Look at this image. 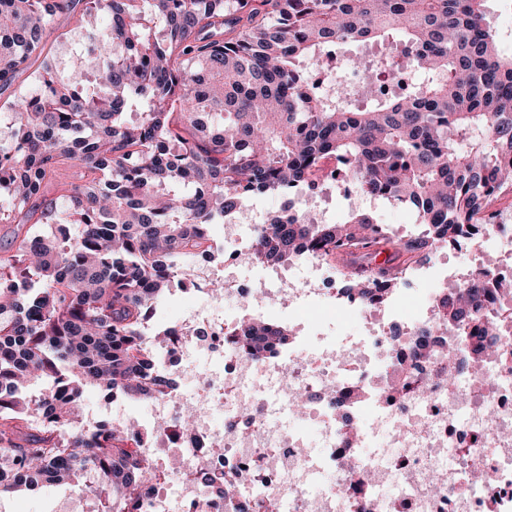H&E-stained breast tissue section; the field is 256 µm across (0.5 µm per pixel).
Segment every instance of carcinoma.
I'll list each match as a JSON object with an SVG mask.
<instances>
[{"label": "carcinoma", "instance_id": "obj_1", "mask_svg": "<svg viewBox=\"0 0 512 512\" xmlns=\"http://www.w3.org/2000/svg\"><path fill=\"white\" fill-rule=\"evenodd\" d=\"M72 0H0V87L28 74L9 106L0 154V494L87 474L101 512H142L153 470L141 431L81 427L84 389L152 403L174 393L163 360L206 324L149 329L155 304L214 257L211 227L252 195L284 198L250 225L254 263L314 255L363 302L390 300L415 264L488 225L512 187V56L487 24V0H84L109 19L88 32L64 73L46 23ZM399 43L403 57L364 58V79L409 90L328 97L308 66L330 44ZM79 171L48 198L60 167ZM341 174L362 197L413 207L421 230L396 237L365 209L316 224L303 199ZM388 252L382 265L370 258ZM493 264L442 289L443 321L487 351L509 322L486 310ZM238 351L261 361L288 345L273 320L238 325ZM53 385L32 402L27 384ZM199 484L236 493L231 474L198 465Z\"/></svg>", "mask_w": 512, "mask_h": 512}]
</instances>
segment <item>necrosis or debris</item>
<instances>
[{
    "label": "necrosis or debris",
    "mask_w": 512,
    "mask_h": 512,
    "mask_svg": "<svg viewBox=\"0 0 512 512\" xmlns=\"http://www.w3.org/2000/svg\"><path fill=\"white\" fill-rule=\"evenodd\" d=\"M490 245L495 278L512 280V212L470 241L479 254ZM310 264V281L273 272L269 299L292 310L314 298L340 305L359 332L314 349L294 336L260 362L232 347L237 325L218 317L205 342L182 339L173 358L202 349L219 368L149 406V455L183 454L179 469L156 468L143 512H166L174 486L193 512H254L259 501L269 512H512V345L449 377L437 350L411 352L417 328L439 320L435 296L401 316L360 301L321 260ZM406 378L410 389H398ZM186 407L196 427L178 439L170 424ZM211 448L220 456H208ZM203 457L239 480L232 501L199 494L193 473Z\"/></svg>",
    "instance_id": "obj_1"
}]
</instances>
